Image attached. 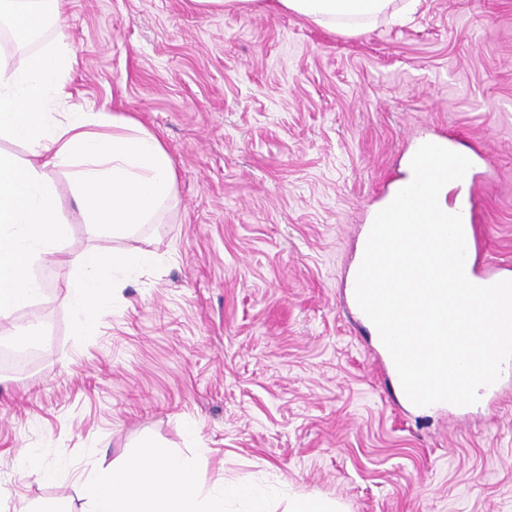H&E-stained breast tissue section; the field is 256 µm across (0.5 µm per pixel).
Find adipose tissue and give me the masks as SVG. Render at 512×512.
I'll use <instances>...</instances> for the list:
<instances>
[{"instance_id":"1","label":"adipose tissue","mask_w":512,"mask_h":512,"mask_svg":"<svg viewBox=\"0 0 512 512\" xmlns=\"http://www.w3.org/2000/svg\"><path fill=\"white\" fill-rule=\"evenodd\" d=\"M275 6L327 28L356 29L383 14L391 0H273ZM62 0H0V26L25 44L45 27L57 26ZM75 65L64 34H56L25 65L0 55V138L27 145L22 161L0 151V334L17 344L40 343L44 323L13 330L20 308L43 299L35 262L59 252L63 202L51 189L47 171L71 170L72 197L90 234L110 240L149 223L175 192V171L163 143L134 117L68 110L70 73ZM57 106L58 119L47 109ZM121 251L99 250L71 265L66 286L76 331L88 329L105 311L104 280L140 262ZM200 469L151 443L141 444L133 467L88 484L91 512H226L242 502L247 512H271L266 492L233 484L201 493Z\"/></svg>"}]
</instances>
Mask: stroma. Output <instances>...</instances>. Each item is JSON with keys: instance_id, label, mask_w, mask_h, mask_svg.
Returning <instances> with one entry per match:
<instances>
[{"instance_id": "1", "label": "stroma", "mask_w": 512, "mask_h": 512, "mask_svg": "<svg viewBox=\"0 0 512 512\" xmlns=\"http://www.w3.org/2000/svg\"><path fill=\"white\" fill-rule=\"evenodd\" d=\"M252 0H65L74 102L160 138L175 195L111 248L153 252L115 274L111 309L76 332L65 286L99 241L65 203L34 365L0 368V512H89L88 481L151 440L198 463L205 490L252 482L274 512L318 494L343 512H512V377L495 406L420 412L376 368L346 307L370 211L421 137L475 160L482 273L512 275V0H407L353 33ZM195 439H186V424ZM56 474L26 473L23 455Z\"/></svg>"}]
</instances>
